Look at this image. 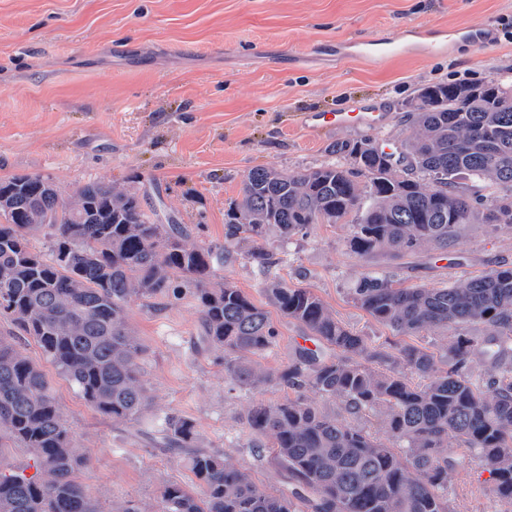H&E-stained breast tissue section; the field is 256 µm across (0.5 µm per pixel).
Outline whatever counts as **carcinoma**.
Wrapping results in <instances>:
<instances>
[{"label": "carcinoma", "mask_w": 512, "mask_h": 512, "mask_svg": "<svg viewBox=\"0 0 512 512\" xmlns=\"http://www.w3.org/2000/svg\"><path fill=\"white\" fill-rule=\"evenodd\" d=\"M512 87L431 83L408 110L403 158L373 139L338 142L334 163L296 172L253 168L224 214L222 244L188 245L174 219L164 224L128 186L94 181L64 199L39 175L0 180L13 206L0 212V314L33 337L98 412L133 423L146 406L138 378L141 348L125 317L132 298L176 300L189 293L207 344L224 352V369L242 386L274 383L295 396L259 404L247 424L272 438L285 472L269 492L222 455L194 447L193 422L167 414L157 435L187 455L197 495L179 483L161 490L164 512H453L448 502V433L478 452L502 512L512 509V266L442 288H402L363 273L355 303L398 336L448 335L446 360L411 344L385 348L329 312L310 288L267 278L263 291L286 318L319 343L299 348L288 366L256 373L248 357L278 336L266 312L230 281H218L224 252L239 235L285 240L310 224H348V246L369 260L402 259L428 247L445 252L476 219L456 180L487 181L502 194L486 224H512ZM37 214L40 223H29ZM48 238L42 250L31 244ZM482 324L488 336L462 332ZM485 364L478 375L474 359ZM313 388L339 397L356 417L383 412L388 439L353 427L308 403ZM0 448H22L31 463L0 469V512H98L75 471L83 458L51 394L45 373L12 336H0Z\"/></svg>", "instance_id": "carcinoma-1"}]
</instances>
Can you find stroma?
I'll use <instances>...</instances> for the list:
<instances>
[{"instance_id": "obj_1", "label": "stroma", "mask_w": 512, "mask_h": 512, "mask_svg": "<svg viewBox=\"0 0 512 512\" xmlns=\"http://www.w3.org/2000/svg\"><path fill=\"white\" fill-rule=\"evenodd\" d=\"M408 25L491 27V44L463 42L433 57L403 56L383 67L359 59L313 65L312 48L391 33ZM126 45L125 54L112 51ZM512 84V0H0V180L42 176L63 197L93 181L139 192L146 207L191 229L190 243H220L224 213L243 176L256 167L302 171L329 162V146L367 137L368 129L298 123L307 112L370 105L387 113L378 140L400 142L406 103L432 82ZM344 224H314L286 240L270 235L275 263L262 272L253 245L235 241L220 271L268 314L279 336L253 359L287 365L308 333L266 298V277L308 287L336 319L375 343L394 342L352 299L362 273L396 275L401 286L439 288L512 265V224H466L447 255L425 249L402 262L368 264L347 247ZM126 319L142 347L140 378L150 400L138 422L116 421L83 399L35 340L0 316V336L46 373L56 404L86 462L76 472L101 512L128 500L164 512L160 491L177 482L197 490L184 454L155 439L164 412L191 419L196 444L219 451L266 490L282 487L271 453L255 454L247 417L257 404L287 398L275 384H234L221 352L205 344L191 299L132 300ZM448 452L453 512H498L489 474L456 438Z\"/></svg>"}]
</instances>
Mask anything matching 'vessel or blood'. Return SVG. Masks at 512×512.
Returning a JSON list of instances; mask_svg holds the SVG:
<instances>
[{
    "mask_svg": "<svg viewBox=\"0 0 512 512\" xmlns=\"http://www.w3.org/2000/svg\"><path fill=\"white\" fill-rule=\"evenodd\" d=\"M454 30L430 26L409 25L398 32L376 34L354 42H345L332 48L336 59L351 57L371 65L380 66L396 56H434L445 53L454 44ZM301 125L316 132L327 127L343 128L351 125L371 129L382 128L387 115L362 107L354 112H339L328 116L321 113H306L300 116Z\"/></svg>",
    "mask_w": 512,
    "mask_h": 512,
    "instance_id": "vessel-or-blood-1",
    "label": "vessel or blood"
}]
</instances>
